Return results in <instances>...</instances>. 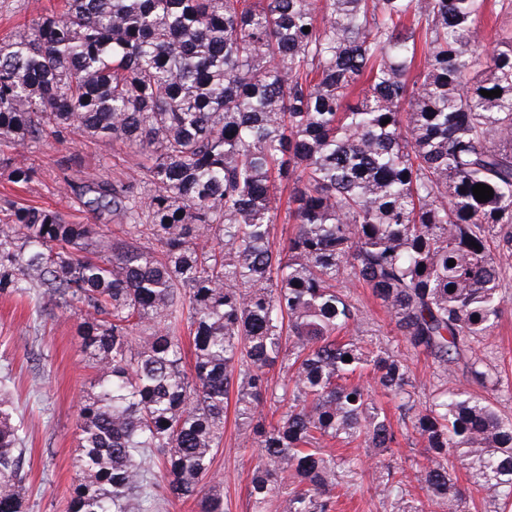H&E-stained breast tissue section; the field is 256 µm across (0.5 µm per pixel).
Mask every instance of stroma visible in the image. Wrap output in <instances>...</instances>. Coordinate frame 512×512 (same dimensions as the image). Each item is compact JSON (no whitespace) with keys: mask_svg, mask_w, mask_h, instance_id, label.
Wrapping results in <instances>:
<instances>
[{"mask_svg":"<svg viewBox=\"0 0 512 512\" xmlns=\"http://www.w3.org/2000/svg\"><path fill=\"white\" fill-rule=\"evenodd\" d=\"M59 0H0V38L24 32L38 14L50 12ZM22 153L34 176L24 185L0 174V204L55 209L77 224L93 223L79 197L66 182H110L116 191H142L144 155L119 141L78 134L60 141L46 137L27 142ZM502 288L508 296L491 335L476 340L477 353L486 358L494 379L483 393L499 413L512 418V271ZM358 314L374 343L401 353L415 386L417 403H425L436 382L430 358L406 349L390 318L365 288L352 291ZM96 371L77 344V320L61 310L37 314L29 294H0V382L10 390L22 416L25 432V469L28 473L27 512H68L79 479L76 459L78 402L91 392ZM258 451L239 445L234 411L224 418V441L212 467L224 483V512H259L250 495ZM417 439L402 440L387 455L365 459L358 473H342L337 512H392L390 500L376 495L373 473L386 465L409 470L424 463Z\"/></svg>","mask_w":512,"mask_h":512,"instance_id":"1","label":"stroma"}]
</instances>
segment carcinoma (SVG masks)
<instances>
[{
  "label": "carcinoma",
  "instance_id": "obj_1",
  "mask_svg": "<svg viewBox=\"0 0 512 512\" xmlns=\"http://www.w3.org/2000/svg\"><path fill=\"white\" fill-rule=\"evenodd\" d=\"M485 2L63 0L0 39L10 179L33 177L26 141L75 130L148 160L137 195L75 186L93 224L0 210V293L37 288L79 319L97 372L79 403L69 512H158L162 499L224 512L212 465L233 391L241 445L259 449L256 502L334 512L339 470L361 460L323 444L380 456L404 436L353 380L365 371L428 461L413 473L415 505L404 471L375 478L393 512H467L458 462L475 488L504 491L501 512L512 507V420L467 388L417 406L405 359L357 339L350 294L369 288L443 383L461 364L489 382L473 342L499 320L512 257V37L486 49ZM477 184L493 198L477 201ZM117 213L127 239L109 257L86 251ZM279 222L290 229L277 244ZM144 234L154 246L138 244ZM278 362L291 376L273 387ZM23 442L0 391V512H25Z\"/></svg>",
  "mask_w": 512,
  "mask_h": 512
}]
</instances>
